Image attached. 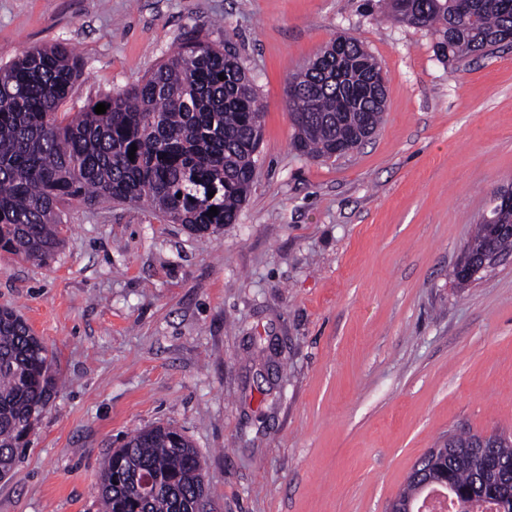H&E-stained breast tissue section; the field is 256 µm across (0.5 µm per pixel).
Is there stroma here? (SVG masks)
I'll use <instances>...</instances> for the list:
<instances>
[{"mask_svg":"<svg viewBox=\"0 0 512 512\" xmlns=\"http://www.w3.org/2000/svg\"><path fill=\"white\" fill-rule=\"evenodd\" d=\"M340 34L382 68L384 112L316 159L291 146L288 82ZM190 36L233 47L257 92L251 193L217 233L74 201L52 260L0 252V307L58 379L0 512H100L104 456L159 424L197 449L218 512H389L448 435L512 432V258L448 276L512 185V44L445 62L378 0H0V64L79 59L63 119Z\"/></svg>","mask_w":512,"mask_h":512,"instance_id":"1","label":"stroma"}]
</instances>
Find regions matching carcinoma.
<instances>
[{
	"instance_id": "obj_1",
	"label": "carcinoma",
	"mask_w": 512,
	"mask_h": 512,
	"mask_svg": "<svg viewBox=\"0 0 512 512\" xmlns=\"http://www.w3.org/2000/svg\"><path fill=\"white\" fill-rule=\"evenodd\" d=\"M395 22L432 31L435 55L461 62L503 44L512 32V0H385ZM347 58L325 51L290 78L292 146L314 158L336 156V145H361L356 131L376 127L381 106L359 91L374 58L354 36L343 35ZM81 64L61 44L25 48L0 65V250L45 263L61 246V205L69 200L146 203L193 232L235 223L254 183L262 139V107L235 58L188 39L148 76L99 99L64 123L58 111L81 77ZM225 76L221 80L218 75ZM135 158H129L131 146ZM213 196H208V193ZM215 206L218 215H209ZM485 248L512 252L486 218L476 224L463 257ZM45 344L14 310L0 308V479L13 475L24 437L55 389ZM461 432L433 448L408 477L391 510L416 498L426 480L454 490V512L488 504L512 512V434ZM150 476L159 489L141 493ZM103 512H216L201 457L171 426L142 429L107 455Z\"/></svg>"
}]
</instances>
